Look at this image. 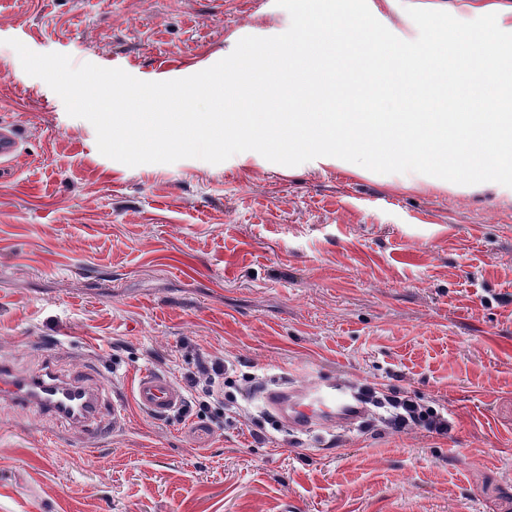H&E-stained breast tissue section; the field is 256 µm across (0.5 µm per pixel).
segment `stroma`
<instances>
[{
    "label": "stroma",
    "instance_id": "stroma-1",
    "mask_svg": "<svg viewBox=\"0 0 512 512\" xmlns=\"http://www.w3.org/2000/svg\"><path fill=\"white\" fill-rule=\"evenodd\" d=\"M290 23L274 0H0V363L87 380L107 422L141 369L230 378L106 437L1 399L0 512H512L511 203L357 156L129 167L8 44L159 82ZM321 375L449 428L371 407L296 434L245 407ZM19 145L18 131L13 122L0 120V165L10 159ZM396 408H401L404 413H396L393 417V424L397 428L404 427L409 423L423 425L429 430L444 432L448 430V421L441 417L436 410L431 408H422L413 400L395 401Z\"/></svg>",
    "mask_w": 512,
    "mask_h": 512
}]
</instances>
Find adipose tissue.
Returning a JSON list of instances; mask_svg holds the SVG:
<instances>
[{
	"mask_svg": "<svg viewBox=\"0 0 512 512\" xmlns=\"http://www.w3.org/2000/svg\"><path fill=\"white\" fill-rule=\"evenodd\" d=\"M414 8L413 0H333L309 15L293 47L307 88L302 109L267 113L268 122L281 125L284 149L305 143L318 167L347 166L363 151L420 175L446 171L459 149L466 189L494 188L512 202V111H473L455 95L463 86L512 104V5L465 0L464 11L495 20L477 38L462 24L427 25L417 39L379 37L389 14Z\"/></svg>",
	"mask_w": 512,
	"mask_h": 512,
	"instance_id": "1",
	"label": "adipose tissue"
}]
</instances>
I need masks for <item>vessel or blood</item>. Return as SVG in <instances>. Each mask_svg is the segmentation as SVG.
<instances>
[{
  "label": "vessel or blood",
  "mask_w": 512,
  "mask_h": 512,
  "mask_svg": "<svg viewBox=\"0 0 512 512\" xmlns=\"http://www.w3.org/2000/svg\"><path fill=\"white\" fill-rule=\"evenodd\" d=\"M19 145L18 131L13 122L0 120V164L10 159ZM77 381L47 379L35 373L26 377L14 376L0 365V397L14 400L18 405L38 407L46 414L58 415L60 407L72 410L71 422L82 425L98 420L99 394L94 390L78 392ZM263 399L278 420L290 430L305 433L315 428L326 429L338 423L358 422L364 411L362 397L334 378L321 376L302 386L288 381L266 389ZM135 402L147 415L162 417L181 408L184 395L167 375L146 369L134 383L131 400L117 399L112 408V428H126L127 404Z\"/></svg>",
  "instance_id": "1"
}]
</instances>
